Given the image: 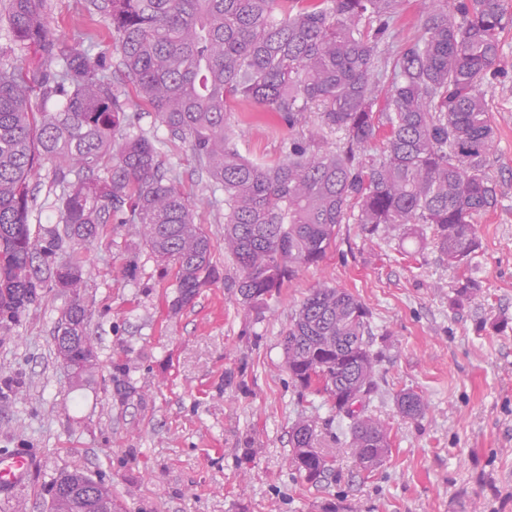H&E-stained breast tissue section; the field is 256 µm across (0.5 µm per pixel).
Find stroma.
<instances>
[{
  "label": "stroma",
  "instance_id": "stroma-1",
  "mask_svg": "<svg viewBox=\"0 0 512 512\" xmlns=\"http://www.w3.org/2000/svg\"><path fill=\"white\" fill-rule=\"evenodd\" d=\"M46 13L60 46L82 30L96 33L92 56L131 101V133L155 143L162 171L188 197L219 276L175 312V272L158 266L136 225H108L82 248L63 241L62 254L83 255L97 364L78 381L57 355L68 299L53 291L0 333V388L12 389L0 408V455L32 461L29 482L0 497V512H15L19 500L24 512H48V488L67 470L104 479L124 512H323L328 502L340 512H512V78L484 89L495 133L488 173L499 195L479 220L482 246L471 261L483 285L478 301L453 304L460 271L433 244L409 258L399 237L370 240L343 224L323 261L301 269L259 318L233 286L239 271L224 251L223 191L126 82L101 14L90 0H46ZM230 109L244 156H283L287 127L249 102ZM62 193L53 163L42 162L32 228L57 226ZM322 284L365 303L373 347L384 353L366 409L390 427L392 447L370 474L344 451L346 420L296 388L285 363L289 317ZM403 389L425 398L423 418L397 414ZM302 416L328 424L320 446L335 474L318 485L292 463L290 431Z\"/></svg>",
  "mask_w": 512,
  "mask_h": 512
}]
</instances>
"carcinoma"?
Masks as SVG:
<instances>
[{
	"mask_svg": "<svg viewBox=\"0 0 512 512\" xmlns=\"http://www.w3.org/2000/svg\"><path fill=\"white\" fill-rule=\"evenodd\" d=\"M406 0H102L120 65L162 125L189 142L224 191V250L240 275L235 288L257 315L285 283L321 262L338 228L361 225L370 237L398 234L421 245L433 230L440 260L468 266L480 247L478 218L497 204L487 172L494 130L483 86L502 83L499 34L512 25L508 0H423V23L389 59L394 24ZM10 41L35 48L22 72L0 65V329H8L51 286L69 296L61 322L72 324L57 352L82 369L90 314L81 253L57 260L62 237L92 243L108 224H138L158 261L175 270L174 306L190 304L217 279L213 244L194 223L176 180L161 171L154 143L131 125L129 100L90 47L61 50L50 35L44 0H6ZM392 67L387 88L379 77ZM61 93L53 112H33L31 88ZM244 98L292 130L309 112L343 134L334 149L321 139H288L283 158H244L228 123V103ZM382 141L379 154L361 150ZM63 185L64 233L29 224L30 182L42 160ZM86 176L71 179L73 174ZM48 268L50 278L43 277ZM482 293L463 274L454 301ZM370 312L348 291L310 289L290 317L282 348L292 381L325 396L348 421V447L374 471L391 451L388 428L365 411L353 415L351 387L377 390L380 354L371 349ZM397 413L418 420L422 395L396 393ZM315 419L292 426L296 469L316 485L333 471L318 448ZM51 512H95L49 488Z\"/></svg>",
	"mask_w": 512,
	"mask_h": 512,
	"instance_id": "cac0c4a2",
	"label": "carcinoma"
}]
</instances>
